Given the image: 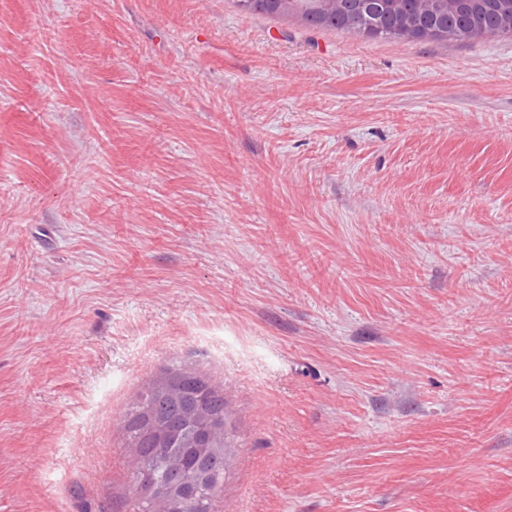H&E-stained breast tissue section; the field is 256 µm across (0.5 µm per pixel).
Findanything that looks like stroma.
<instances>
[{"instance_id":"1","label":"stroma","mask_w":512,"mask_h":512,"mask_svg":"<svg viewBox=\"0 0 512 512\" xmlns=\"http://www.w3.org/2000/svg\"><path fill=\"white\" fill-rule=\"evenodd\" d=\"M174 363L219 512H512V37L0 0V512H133ZM184 374L190 379L183 385L177 388L167 385L169 377ZM198 401L202 414L197 412ZM226 417L222 387L181 364H172L149 383L146 392L122 419L132 462L130 493L138 512H176L168 510V501L157 491L168 483L173 471L169 464L173 461L179 462L183 476L204 465H216L220 469L219 482L199 494L205 507H196L194 496L187 491L190 506L184 511L218 512L226 465L235 446L214 421L217 418L225 421ZM161 434L164 447H158ZM201 448L210 449L204 454Z\"/></svg>"}]
</instances>
